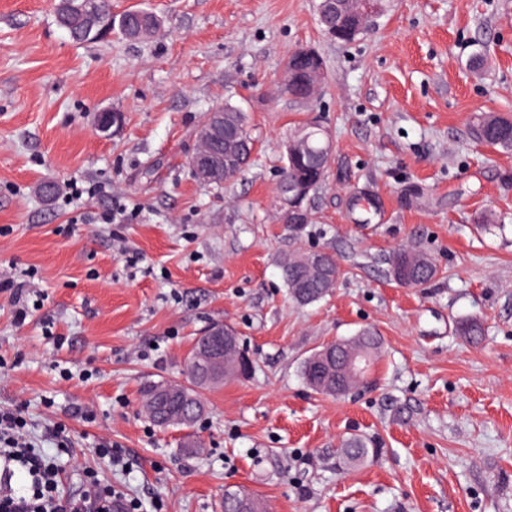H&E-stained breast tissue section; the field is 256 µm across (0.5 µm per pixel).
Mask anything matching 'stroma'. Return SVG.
Returning a JSON list of instances; mask_svg holds the SVG:
<instances>
[{"mask_svg": "<svg viewBox=\"0 0 512 512\" xmlns=\"http://www.w3.org/2000/svg\"><path fill=\"white\" fill-rule=\"evenodd\" d=\"M111 3L153 11L156 36L78 43L54 0H0V408L24 410L60 490L92 473L162 512H220L228 489L271 512H512V154L474 134L478 115H512V0H384L347 44L321 29L319 0ZM300 48L323 63L307 102L281 90ZM228 102L255 155L216 188L189 159ZM107 109L123 124L103 137ZM306 123L334 150L308 223L286 224L282 145ZM74 181L95 197L72 200ZM360 191L383 201L368 224L347 208ZM119 207L124 223L88 220ZM405 246L433 258L434 280H391ZM315 249L344 275L299 306L281 262ZM469 318L481 345L458 333ZM215 322L238 331L255 371L202 391L193 430L154 425L144 386L185 381ZM364 327L385 347L366 384L308 387L303 360ZM190 433L203 453H184ZM354 436L372 441L368 462L343 461ZM106 444L127 468L99 457Z\"/></svg>", "mask_w": 512, "mask_h": 512, "instance_id": "obj_1", "label": "stroma"}]
</instances>
